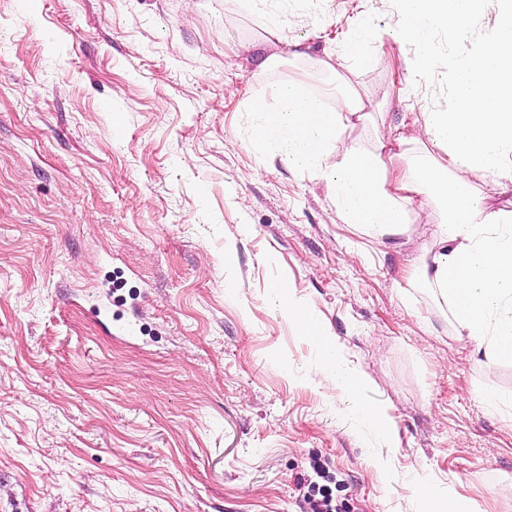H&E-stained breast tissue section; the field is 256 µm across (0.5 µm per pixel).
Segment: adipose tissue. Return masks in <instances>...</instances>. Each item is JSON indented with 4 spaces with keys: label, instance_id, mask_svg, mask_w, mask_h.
Returning <instances> with one entry per match:
<instances>
[{
    "label": "adipose tissue",
    "instance_id": "1",
    "mask_svg": "<svg viewBox=\"0 0 512 512\" xmlns=\"http://www.w3.org/2000/svg\"><path fill=\"white\" fill-rule=\"evenodd\" d=\"M499 19L478 49L450 56L434 47L437 30L467 39L478 0H400L401 16L391 37L410 47L402 84L412 87L447 72L453 99L442 111L423 115L428 145L399 163L390 139L376 152L348 142L347 131L365 108L344 89L315 93L300 79L273 82L248 101L251 144L263 156L282 157L297 171L324 178L344 223L373 236L396 234L416 199L439 214L430 259L412 273L414 283L437 289L461 339L482 349L487 360L512 359V211L488 198L512 187V0H498ZM486 178L474 185L470 174ZM273 286L289 321L328 353L318 377L340 385L353 406L377 426L386 419L361 398L365 381L342 351L330 350V330L296 297ZM422 512H477L475 502L455 489L426 482L418 490Z\"/></svg>",
    "mask_w": 512,
    "mask_h": 512
}]
</instances>
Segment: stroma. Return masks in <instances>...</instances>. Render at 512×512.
Instances as JSON below:
<instances>
[{"label":"stroma","mask_w":512,"mask_h":512,"mask_svg":"<svg viewBox=\"0 0 512 512\" xmlns=\"http://www.w3.org/2000/svg\"><path fill=\"white\" fill-rule=\"evenodd\" d=\"M280 9L271 43L238 0H0V512H303L315 460L347 512H420L426 481L512 512V417L481 398L512 396V360L408 282L436 212L413 203L371 239L322 179L260 156L244 110L268 83L343 75L376 109L349 132L369 150L417 136L451 81L399 94L409 48L389 39L346 56L352 20L389 29L399 0ZM498 16L483 0L468 40L440 31L436 49L470 53ZM116 277L132 336L89 312ZM278 282L387 430L317 379L324 350L271 304Z\"/></svg>","instance_id":"stroma-1"}]
</instances>
